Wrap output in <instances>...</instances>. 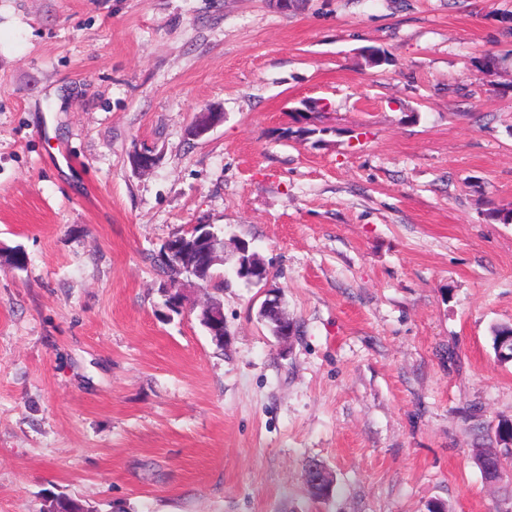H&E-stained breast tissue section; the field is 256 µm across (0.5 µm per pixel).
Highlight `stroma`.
I'll return each mask as SVG.
<instances>
[{
    "label": "stroma",
    "mask_w": 512,
    "mask_h": 512,
    "mask_svg": "<svg viewBox=\"0 0 512 512\" xmlns=\"http://www.w3.org/2000/svg\"><path fill=\"white\" fill-rule=\"evenodd\" d=\"M509 207L512 0H0V512H495ZM192 224L271 272L221 347L151 261ZM224 120L223 112H215L211 109H204L198 113L194 124L191 127L190 134L194 139H200L208 134L214 127Z\"/></svg>",
    "instance_id": "stroma-1"
}]
</instances>
